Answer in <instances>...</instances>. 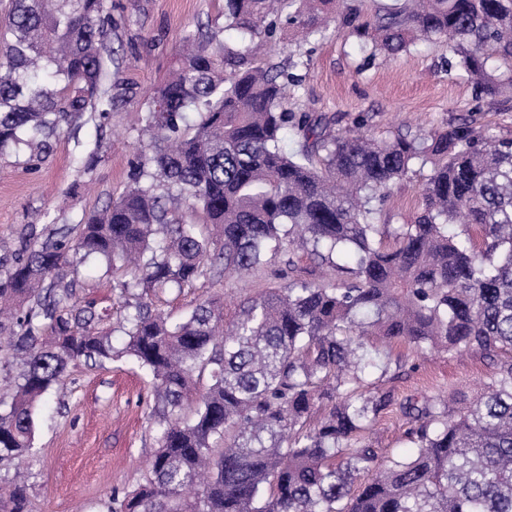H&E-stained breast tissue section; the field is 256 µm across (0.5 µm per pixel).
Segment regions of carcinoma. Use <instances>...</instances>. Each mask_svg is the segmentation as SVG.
<instances>
[{
	"label": "carcinoma",
	"mask_w": 512,
	"mask_h": 512,
	"mask_svg": "<svg viewBox=\"0 0 512 512\" xmlns=\"http://www.w3.org/2000/svg\"><path fill=\"white\" fill-rule=\"evenodd\" d=\"M295 9L282 15L284 4ZM372 49L448 45V66L481 94L512 87V0H396L365 20L357 0H224L219 33L186 38L169 78L144 95L150 156L130 184L71 228L0 265V353L19 365L0 399V472L33 454L39 404L69 365L112 358L93 300L76 307L72 258L95 255L125 296L182 290L217 266L245 275L288 255V283L240 304L168 320L150 301L122 315L125 352L152 376L158 448L135 491L106 512H512V136L468 122L376 141L333 136L281 109L293 76L250 45L279 18L322 33L333 10ZM108 0H11L0 22V152L36 169L62 122L106 119ZM303 140L281 147L286 130ZM429 167L422 208L382 224L391 186ZM330 277L309 280L295 248ZM420 353L470 352L483 390L396 401L383 389ZM396 406L408 455L379 458L366 433ZM368 479L362 483L363 475ZM0 512H30L25 476H0Z\"/></svg>",
	"instance_id": "1"
}]
</instances>
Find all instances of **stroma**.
I'll list each match as a JSON object with an SVG mask.
<instances>
[{
  "instance_id": "obj_1",
  "label": "stroma",
  "mask_w": 512,
  "mask_h": 512,
  "mask_svg": "<svg viewBox=\"0 0 512 512\" xmlns=\"http://www.w3.org/2000/svg\"><path fill=\"white\" fill-rule=\"evenodd\" d=\"M112 16L117 23L112 48L119 60L112 79L131 87L132 96L105 124L85 116L64 125L39 169H29L16 153L0 154L1 257H11L30 235L77 223L82 214L118 198L133 161L153 151L142 133L143 92L169 77L184 37L224 25L222 0H112ZM257 58L297 78L285 108L322 118L333 135L366 132L390 139L407 131L445 129L462 118L512 135V93L477 95L458 71L449 70L448 48L441 41L417 44L396 57L381 52L372 56L335 20L321 37L278 29ZM94 139L102 142L101 160L87 171L77 157L81 145ZM425 178V171L418 170L394 184L383 206L384 223L413 220ZM77 264L78 300L95 301L104 325L115 323L123 307L111 278L101 276L94 259L81 258ZM287 271L285 255L276 254L245 278H203L152 301L176 320L205 300L219 299L229 319L241 300L282 282ZM124 341L122 333H113L118 355L110 361L69 365L61 388L41 412L36 454L24 463L31 512H95L112 492L125 493L143 482L145 461L157 446L150 420L154 395L146 370L123 354ZM389 351L414 365L390 383L400 400L449 394L463 386L474 394L491 372L473 353L416 354L402 344L391 345ZM406 427L398 410L380 414L371 439L381 455L406 451Z\"/></svg>"
}]
</instances>
